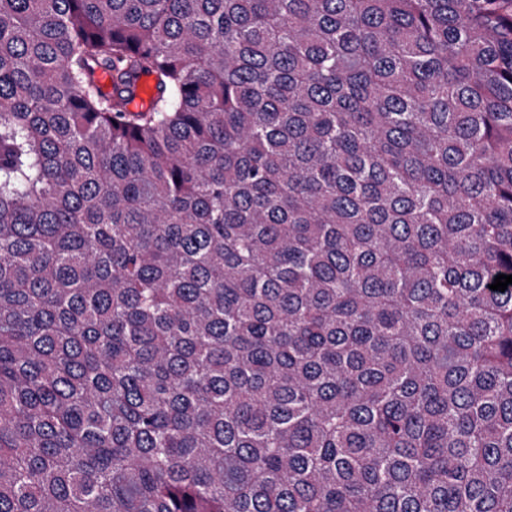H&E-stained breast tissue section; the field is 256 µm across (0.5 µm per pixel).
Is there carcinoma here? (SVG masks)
<instances>
[{"instance_id":"cac0c4a2","label":"carcinoma","mask_w":512,"mask_h":512,"mask_svg":"<svg viewBox=\"0 0 512 512\" xmlns=\"http://www.w3.org/2000/svg\"><path fill=\"white\" fill-rule=\"evenodd\" d=\"M499 274L512 0H0V512H512Z\"/></svg>"}]
</instances>
